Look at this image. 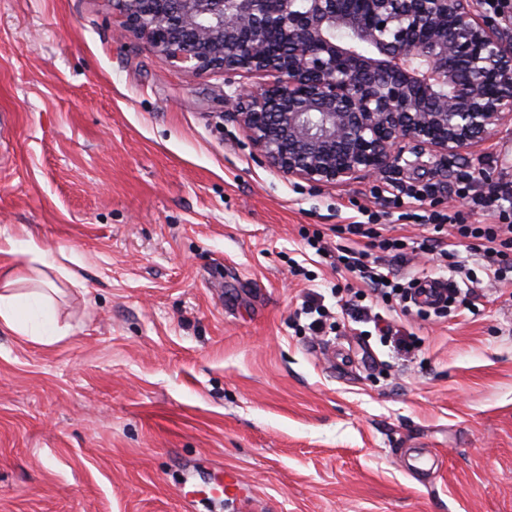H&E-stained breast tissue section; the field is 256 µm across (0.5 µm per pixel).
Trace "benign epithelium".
Returning <instances> with one entry per match:
<instances>
[{"mask_svg": "<svg viewBox=\"0 0 512 512\" xmlns=\"http://www.w3.org/2000/svg\"><path fill=\"white\" fill-rule=\"evenodd\" d=\"M122 31L195 74H266L233 117L320 186L440 162L512 119V35L476 0H110Z\"/></svg>", "mask_w": 512, "mask_h": 512, "instance_id": "obj_1", "label": "benign epithelium"}]
</instances>
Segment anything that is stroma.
<instances>
[{
	"label": "stroma",
	"instance_id": "stroma-1",
	"mask_svg": "<svg viewBox=\"0 0 512 512\" xmlns=\"http://www.w3.org/2000/svg\"><path fill=\"white\" fill-rule=\"evenodd\" d=\"M110 0H0V247L73 259L53 345L0 331V512H512V301L341 309L362 284L308 243L382 212L424 155L318 186L232 120L259 75H196L117 37ZM456 165L512 168V124ZM320 296L334 333L303 314ZM251 491L183 498L225 469Z\"/></svg>",
	"mask_w": 512,
	"mask_h": 512
}]
</instances>
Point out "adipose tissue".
<instances>
[{
  "label": "adipose tissue",
  "mask_w": 512,
  "mask_h": 512,
  "mask_svg": "<svg viewBox=\"0 0 512 512\" xmlns=\"http://www.w3.org/2000/svg\"><path fill=\"white\" fill-rule=\"evenodd\" d=\"M20 276L0 271V329H7L27 341L52 345L64 340L67 327L58 323L57 282L38 281L34 288L19 291Z\"/></svg>",
  "instance_id": "ef3b65f1"
}]
</instances>
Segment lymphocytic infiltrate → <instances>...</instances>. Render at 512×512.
Masks as SVG:
<instances>
[{"mask_svg": "<svg viewBox=\"0 0 512 512\" xmlns=\"http://www.w3.org/2000/svg\"><path fill=\"white\" fill-rule=\"evenodd\" d=\"M453 193L465 201L462 210L441 212L425 210L417 215L419 225L428 226L436 236L424 245V253L447 258L449 241L463 246L476 242L482 261V276L463 272L464 287L453 288L449 302L464 301L469 290L479 287L481 280L489 284H502L512 280V181H483L475 168L457 169ZM494 214L492 224L480 223V216ZM388 227L373 222L343 224L337 226L338 234L369 239L372 250L345 247L338 260L350 272L370 288L381 301L397 300L406 304L413 300L417 291L416 281H402L393 268L394 263L407 259L408 242L404 238L388 235Z\"/></svg>", "mask_w": 512, "mask_h": 512, "instance_id": "1", "label": "lymphocytic infiltrate"}]
</instances>
